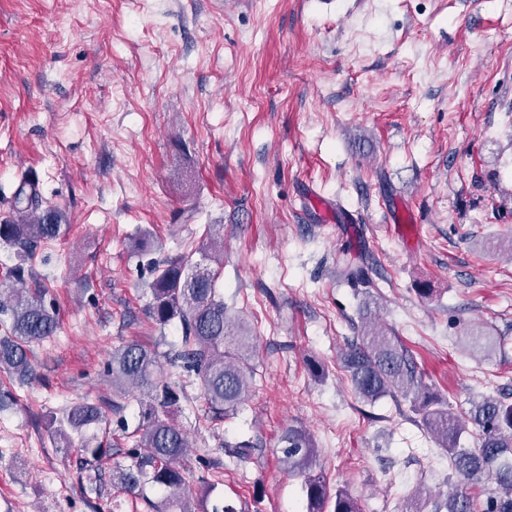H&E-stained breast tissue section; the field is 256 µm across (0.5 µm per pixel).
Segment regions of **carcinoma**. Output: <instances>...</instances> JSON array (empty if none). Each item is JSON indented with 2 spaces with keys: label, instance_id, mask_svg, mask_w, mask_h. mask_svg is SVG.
Instances as JSON below:
<instances>
[{
  "label": "carcinoma",
  "instance_id": "cac0c4a2",
  "mask_svg": "<svg viewBox=\"0 0 512 512\" xmlns=\"http://www.w3.org/2000/svg\"><path fill=\"white\" fill-rule=\"evenodd\" d=\"M67 228L64 211L43 206L37 184L29 181L13 195L12 216L0 221V241L25 257L66 234ZM223 265L224 235L212 229L196 252L178 254L155 267L145 311L159 328L177 327L178 340L163 353L136 342L120 346L106 369L112 396L74 402L51 419L54 447H72L75 436L81 440L79 469L86 474L89 491L102 495L109 474L112 488L142 500L145 512H238L225 502L210 510L196 508L182 467L188 436L173 421L189 385L199 390L206 420L214 425L223 423L252 394L251 336L245 323L230 315L217 288ZM47 295L46 286L22 263L0 283V316L6 317L0 319V372L22 384L36 378L32 344L54 336L58 328L56 306ZM360 315L359 335L340 356L355 396L370 404L386 396L409 400L422 426L448 454L457 477L455 489L435 503L432 512H475L470 487L484 479L496 486L484 512H512V402L481 394L471 399L465 419H460L448 401L430 391L399 337L375 323L370 303L362 306ZM135 389L146 400L137 426L126 434L134 439L126 450L130 463L114 465L111 446L99 439L98 430L107 413L123 411L124 399ZM468 422L479 431L473 448L461 444ZM280 442L288 473L303 477L306 512H362L355 497L344 489L331 492L316 472L318 451L305 429L288 427ZM227 448L231 457L246 462L254 444L242 441ZM149 485L164 494L161 502L146 495Z\"/></svg>",
  "mask_w": 512,
  "mask_h": 512
}]
</instances>
